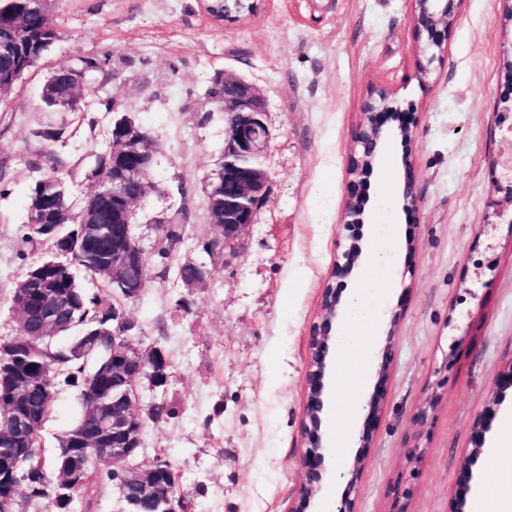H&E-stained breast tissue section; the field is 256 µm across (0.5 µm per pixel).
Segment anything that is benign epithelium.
Segmentation results:
<instances>
[{
	"label": "benign epithelium",
	"instance_id": "7a95c632",
	"mask_svg": "<svg viewBox=\"0 0 512 512\" xmlns=\"http://www.w3.org/2000/svg\"><path fill=\"white\" fill-rule=\"evenodd\" d=\"M462 0H412V23L419 38L424 40L423 52L427 64L420 66V84H426L428 65L440 59L446 50L448 29L457 21ZM502 80L505 93L496 104V127L500 131V146L493 160V182L496 193L512 201V60L504 62ZM221 89V106L224 112V155L218 170V182L211 193V224L217 229L215 246L221 251L234 248L254 214L262 197L267 173L262 166L269 143V130L265 123V102L260 92L249 83L233 75H225L217 83ZM413 111V104L402 107L395 93L385 87L374 89L363 105V121L355 134L354 146L348 158L352 181L343 215L345 229L350 232L351 243L336 260L321 294V317L309 336V364L306 374L307 397L303 440L305 451L301 464L305 484L298 503L290 512H306L314 497L330 482L339 456L331 448L322 428L330 401L331 342L336 330L344 326V303L336 283L352 276L360 264L363 249L360 239L353 234L355 228L366 221L368 199L362 191V180L373 172L383 146L392 138L400 140L405 152L402 162L405 171L412 168L411 154L406 152L416 139V126L406 118ZM404 116L398 126H388L390 117ZM154 157V141L149 132L141 131L121 119L112 124V223L132 225L136 207L144 201L149 189V170ZM405 208L414 209L420 204L414 179L407 175L401 185ZM146 264L145 256L134 235L112 241V267L106 275L112 283L132 286L140 292L139 273ZM114 369L129 372V405L112 407V417L99 420L94 431L106 432L118 427L126 443L120 447H89L94 458L112 463V470L132 475L138 495L150 497L157 493L154 474L130 465V460L143 453L141 448V416L137 403L142 398L144 370L155 365V358L138 350L128 353L133 341L127 336H112ZM512 391V364L507 375L496 384L484 414L474 424L475 440L466 459L467 480L480 483V476L473 472L479 459L490 458L489 432L491 423Z\"/></svg>",
	"mask_w": 512,
	"mask_h": 512
}]
</instances>
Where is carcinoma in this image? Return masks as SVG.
<instances>
[{"label": "carcinoma", "instance_id": "cac0c4a2", "mask_svg": "<svg viewBox=\"0 0 512 512\" xmlns=\"http://www.w3.org/2000/svg\"><path fill=\"white\" fill-rule=\"evenodd\" d=\"M13 17L22 25L10 30L0 28V40H13L19 45L13 58H0V74L36 65L48 50L44 44L31 41L28 32H36L50 24V20L29 8L28 0H13ZM69 89L66 70L50 73V80L41 86L42 109L52 114L50 120L35 132L43 142L39 163L47 167V175L31 189L27 207V233L23 242L47 243L50 251L26 264L15 283L11 304L19 321L20 339L13 353L0 354V395L17 397V410L25 411L42 430L51 414L57 388L64 384L80 389L89 377H95L101 386V403L112 407V398L123 395L126 386L112 377V311L118 304L112 293V283L100 278L99 269L112 260V196L106 192L96 198V223L75 224L65 217L72 209L79 211L84 202L70 197L68 184L60 172L63 163L51 149L65 131L83 121L85 104L67 111L55 105ZM88 180L102 188L112 181V167L101 156H96ZM94 285L89 290L77 280L75 270ZM52 289L59 297L53 310L40 307L39 295L43 289ZM50 320L55 335L32 341L40 323ZM144 425L156 424L174 416V410L163 399L142 411ZM97 411L83 404V412L74 425L64 432L89 431L96 423ZM41 440L24 447L0 441V458L8 459L7 469L0 468V499L12 497L15 512L20 501H25L28 512H40L42 501L48 500L53 512H75V498L80 496L89 504L104 489L105 484L119 482L112 467L98 465L77 448L66 456L53 449L49 458L37 455ZM161 468L162 483L157 497L142 499L127 488L124 500L126 512H164L163 499L171 495L183 512H192L191 503L178 491V475L166 459L155 457ZM25 487L26 493L20 492Z\"/></svg>", "mask_w": 512, "mask_h": 512}]
</instances>
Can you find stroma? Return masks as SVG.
I'll list each match as a JSON object with an SVG mask.
<instances>
[{"instance_id":"stroma-1","label":"stroma","mask_w":512,"mask_h":512,"mask_svg":"<svg viewBox=\"0 0 512 512\" xmlns=\"http://www.w3.org/2000/svg\"><path fill=\"white\" fill-rule=\"evenodd\" d=\"M507 7L464 0L422 86L411 0H261L237 21L215 20L205 0H52L58 40L0 100V338L19 335L11 290L23 272L28 195L46 174L35 135L50 119L41 85L49 72L89 61L83 123L52 145L73 198L89 190L85 174L109 148L106 102L133 112L155 144L151 190L133 226L148 279L126 310L139 342L170 358L164 397L177 414L146 429L145 454L176 466L193 512H290L303 483L308 339L328 272L349 245L341 223L348 157L364 100L374 86L389 87L415 103L412 167L393 143L363 188L373 198L386 177L400 183L409 174L421 202L393 216L370 208L359 229L369 251L396 244V284L376 287L368 263L345 283L349 292L371 290L351 322L374 353L367 359L347 345L333 360L324 428L343 455L315 503L335 512L346 494L356 512H389L404 491L409 512L475 503L478 494L463 491L473 425L512 366V223L486 207L500 70L512 49ZM226 73L264 97L268 181L233 253L203 287L186 288L178 266L208 259V195L224 153V114L209 92ZM170 217L181 241L164 258L160 223ZM80 411L77 392L61 388L44 447ZM365 429L372 441L363 448ZM414 446L424 450L417 463L407 458ZM357 456L365 466L351 488Z\"/></svg>"}]
</instances>
